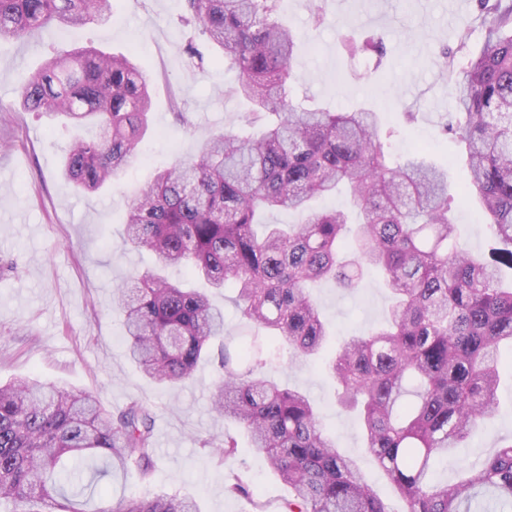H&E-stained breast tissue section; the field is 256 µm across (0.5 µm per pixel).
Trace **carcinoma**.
I'll use <instances>...</instances> for the list:
<instances>
[{
	"label": "carcinoma",
	"mask_w": 512,
	"mask_h": 512,
	"mask_svg": "<svg viewBox=\"0 0 512 512\" xmlns=\"http://www.w3.org/2000/svg\"><path fill=\"white\" fill-rule=\"evenodd\" d=\"M281 0H184L178 20L188 69L208 64L237 73L234 93L252 109L257 134L210 133L195 155L156 172L127 204L123 244L146 249L161 268H181L211 290L231 285L251 334L224 335V312L205 291L158 270L115 289L130 359L169 385L189 380L220 340L221 373L210 406L239 423L253 451L290 489L284 512H390L355 461L336 448L319 409L298 388L264 369L280 354H320L329 328L309 292L316 281L354 288L365 268L384 276L392 296L388 324L343 341L329 359L338 402L359 412L365 448L406 512H470L485 494L512 512V439L461 479L442 486L428 473L496 409L500 349L512 348V0H478L485 44L468 50L469 26L445 55L458 115L449 127L468 153L466 190L481 205L495 246H463L451 212L448 170L394 160L376 112H327L293 98L301 35L279 16ZM112 18V0H0V39L49 26L76 28ZM201 33L215 49L205 56ZM349 54L382 59V42L340 35ZM151 78L124 55L94 47L55 50L17 92L29 112L53 123H93L96 137L72 141L64 176L76 189L113 184L137 158L149 126ZM348 186L361 220L343 210L317 212L316 198ZM292 210L299 223L265 224V213ZM154 417L139 401L108 411L92 394L21 378L0 384V506L9 512H88L65 487L132 465H155ZM203 447L224 462L233 438ZM102 467H86L87 460ZM224 491L248 493L229 470ZM116 512H199L188 497H131Z\"/></svg>",
	"instance_id": "carcinoma-1"
}]
</instances>
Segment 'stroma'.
<instances>
[{
    "label": "stroma",
    "mask_w": 512,
    "mask_h": 512,
    "mask_svg": "<svg viewBox=\"0 0 512 512\" xmlns=\"http://www.w3.org/2000/svg\"><path fill=\"white\" fill-rule=\"evenodd\" d=\"M306 0H283L281 18L302 34L291 93L310 107L345 112L367 104L390 130L392 151L447 167L448 183L469 179L460 145L445 135L453 107L451 90L439 75L443 48H455L462 25H469V48L479 51L485 27L476 0H327L326 16L314 24ZM181 0H113L105 23L73 29L35 31L0 42V381L35 376L93 393L108 410L131 400L146 404L155 418L156 465L147 476L129 472L112 481L77 490L90 506L113 507L122 497L167 492L194 498L200 512H282L287 486L258 455L243 454L239 468L252 484L249 497L224 492V462L201 443L239 435L238 426L210 408L217 362L203 361L189 381L168 388L145 377L120 339L112 304L116 286H133L135 272L158 267L155 254L123 246L126 205L154 171L195 153L201 134L234 129L248 108L232 93L234 72L208 67L188 73L178 30ZM383 37L387 56L348 57L339 36ZM95 47L132 57L152 76L150 127L141 138L139 160L112 188L88 197L62 175L65 150L80 129L49 123L24 111L17 99L19 78L40 66L58 48ZM187 112L194 127L177 123ZM461 241L473 253L492 245L485 217L474 201L454 207ZM18 271H8L10 262ZM312 293L336 337L365 334L386 320L391 303L376 274L355 292L333 283ZM282 383L305 391L322 408V421L340 451L358 463L367 481L392 512L405 504L390 487L364 446L357 417L341 409L335 385L320 363L282 356L271 369ZM498 409L454 458L435 462L432 478L441 484L460 479L465 467L491 454L499 440L512 437V382L498 390Z\"/></svg>",
    "instance_id": "35a3bbf8"
}]
</instances>
